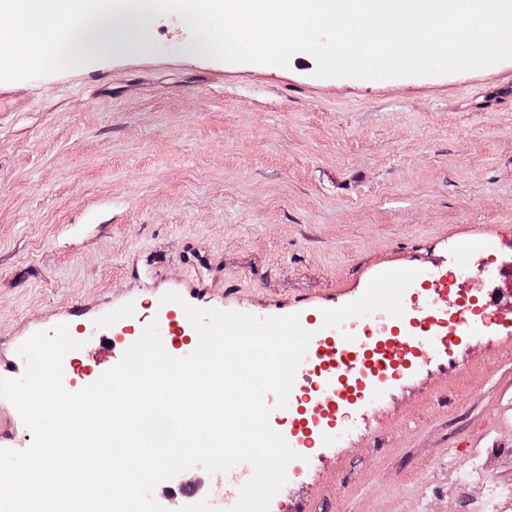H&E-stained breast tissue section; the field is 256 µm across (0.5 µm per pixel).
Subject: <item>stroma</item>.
I'll return each mask as SVG.
<instances>
[{
  "label": "stroma",
  "mask_w": 512,
  "mask_h": 512,
  "mask_svg": "<svg viewBox=\"0 0 512 512\" xmlns=\"http://www.w3.org/2000/svg\"><path fill=\"white\" fill-rule=\"evenodd\" d=\"M207 58L177 15L132 54L0 82V375L64 324L70 391L121 360L163 295L251 314L395 308V280L464 263L512 293V60L457 74L322 78ZM287 479L272 512H512V332L469 329L383 385ZM496 449L486 482L468 472ZM253 467L160 483L211 512ZM494 484L502 497H488ZM191 484L196 500L177 497Z\"/></svg>",
  "instance_id": "obj_1"
}]
</instances>
